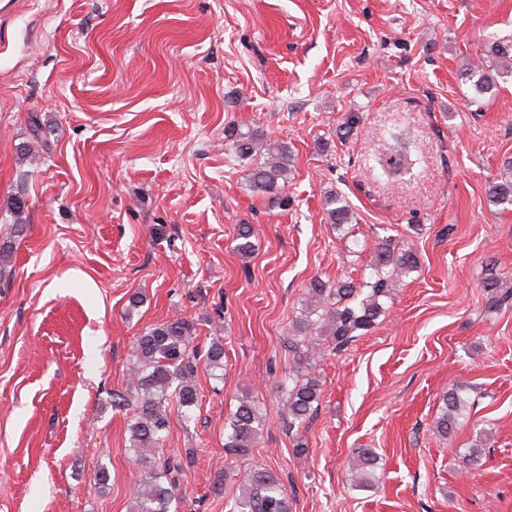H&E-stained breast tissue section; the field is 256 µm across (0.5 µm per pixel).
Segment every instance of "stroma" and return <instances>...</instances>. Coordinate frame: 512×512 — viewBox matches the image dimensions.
<instances>
[{
	"label": "stroma",
	"instance_id": "1",
	"mask_svg": "<svg viewBox=\"0 0 512 512\" xmlns=\"http://www.w3.org/2000/svg\"><path fill=\"white\" fill-rule=\"evenodd\" d=\"M499 41L512 0H24L0 26V512H131L144 467L112 394L137 336L175 316L199 352L224 345L223 379L199 365L192 419L172 415L155 451L182 461L179 512H227L254 466L291 512H512V296L493 307L482 286L512 293V207L489 198L512 180V54L490 90L468 77ZM33 114L48 146L28 161ZM230 122L288 147V209L251 193L260 159L234 154ZM397 144L413 166L393 179L374 157ZM330 191L353 212L340 230ZM386 237L419 269L371 331L317 357L296 455L278 384L306 286L361 280ZM454 383L467 408L443 437ZM245 396L266 424L233 459L224 421ZM357 448L372 487L352 479ZM353 454L352 475L355 474L363 487L369 486L375 480L377 457L369 448H357Z\"/></svg>",
	"mask_w": 512,
	"mask_h": 512
}]
</instances>
